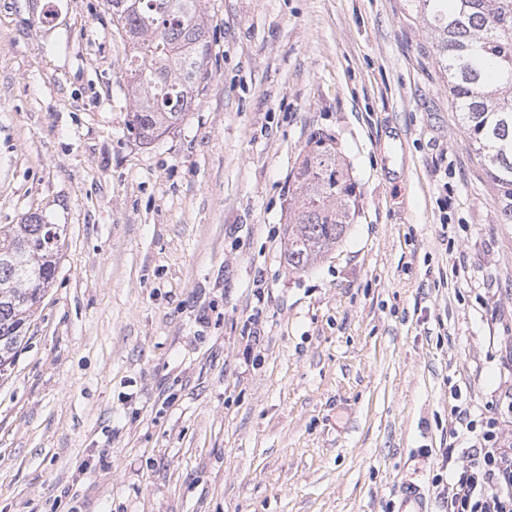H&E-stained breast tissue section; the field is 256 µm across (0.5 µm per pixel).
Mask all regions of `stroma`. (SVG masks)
Segmentation results:
<instances>
[{
    "label": "stroma",
    "mask_w": 512,
    "mask_h": 512,
    "mask_svg": "<svg viewBox=\"0 0 512 512\" xmlns=\"http://www.w3.org/2000/svg\"><path fill=\"white\" fill-rule=\"evenodd\" d=\"M202 9L208 76L143 145L103 0H0V225L67 227L0 376V512H399L403 482L442 512L481 425L512 445V224L434 36L408 0ZM318 133L356 213L296 273Z\"/></svg>",
    "instance_id": "35a3bbf8"
}]
</instances>
